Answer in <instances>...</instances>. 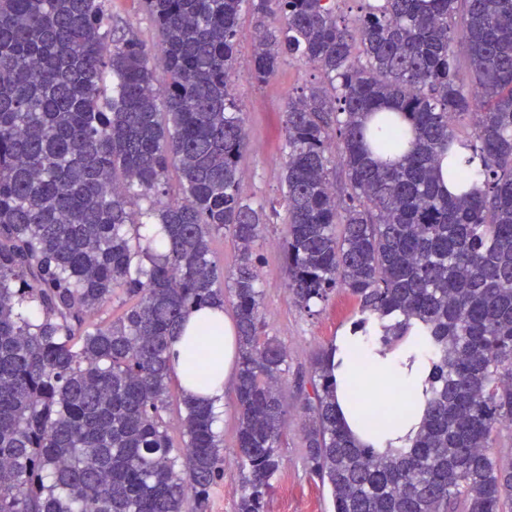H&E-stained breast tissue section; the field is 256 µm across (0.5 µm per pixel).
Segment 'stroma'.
<instances>
[{
	"label": "stroma",
	"mask_w": 512,
	"mask_h": 512,
	"mask_svg": "<svg viewBox=\"0 0 512 512\" xmlns=\"http://www.w3.org/2000/svg\"><path fill=\"white\" fill-rule=\"evenodd\" d=\"M105 8L119 31L133 32L147 49H155L159 31L139 0H105ZM254 39V19L242 12L236 36L234 68L236 95L244 114L250 145L241 159L242 194L251 201L276 202L266 212V223L257 243V267L263 289V330L275 337L288 353V372L282 394L292 410L288 417V445L283 448V469L266 501V512H333L328 488L312 480L303 460L302 414L296 410L298 390L309 387L311 360L334 343L349 326L355 299L336 290L319 312L301 311L290 296L280 241L286 230L287 213L281 207L285 166L283 119L288 95L314 81L310 68L283 57L277 74L258 85L249 78ZM215 429L223 441V471L209 491L208 512H236L244 473L235 455L237 412L234 392L224 396V413Z\"/></svg>",
	"instance_id": "35a3bbf8"
}]
</instances>
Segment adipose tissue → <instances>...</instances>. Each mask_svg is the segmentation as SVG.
Returning <instances> with one entry per match:
<instances>
[{
  "instance_id": "1",
  "label": "adipose tissue",
  "mask_w": 512,
  "mask_h": 512,
  "mask_svg": "<svg viewBox=\"0 0 512 512\" xmlns=\"http://www.w3.org/2000/svg\"><path fill=\"white\" fill-rule=\"evenodd\" d=\"M198 335L204 351L215 360V377L209 384H202L192 378L188 370V360L193 353L191 335ZM343 351L342 364L336 368V403L341 416L354 438L362 444L376 448H407L419 430L422 410L414 408L401 419L377 433L367 432L359 422L362 407L356 404L352 395L362 382L391 390L409 389L420 381L419 367L425 362L426 350L423 346L407 344L396 353L381 357L371 355L359 360L354 351L359 348V338H340ZM169 351L172 364L184 392L193 398L209 402L214 411L224 408V393L233 387L236 379V328L223 311L215 306L193 309L186 322V333L173 337Z\"/></svg>"
}]
</instances>
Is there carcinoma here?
<instances>
[{
	"label": "carcinoma",
	"instance_id": "cac0c4a2",
	"mask_svg": "<svg viewBox=\"0 0 512 512\" xmlns=\"http://www.w3.org/2000/svg\"><path fill=\"white\" fill-rule=\"evenodd\" d=\"M140 2L163 84L134 35L113 36L103 0H0V512H208L216 415L181 396L174 445L167 349L226 293L237 512H264L288 440V355L262 334L264 214L240 191L245 7L253 82L285 52L320 75L284 113L294 302L309 312L348 291L351 328L382 356L410 320L425 326L410 448L357 444L336 406V345L315 354L298 404L310 476L334 512H512V468L489 453L512 424V0H363L351 20L341 0ZM148 224L164 225V250ZM226 231L227 276L212 249ZM114 298L121 313L92 322Z\"/></svg>",
	"mask_w": 512,
	"mask_h": 512
}]
</instances>
